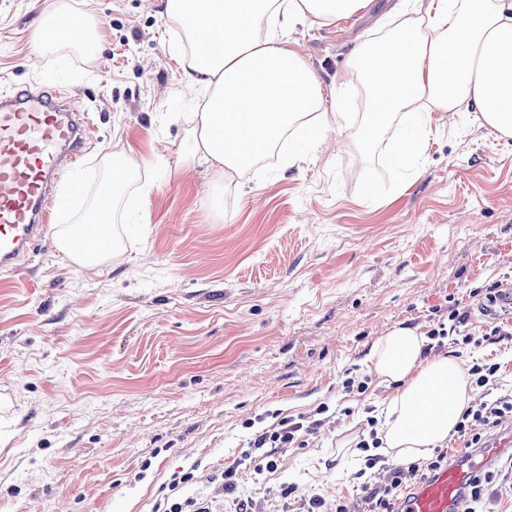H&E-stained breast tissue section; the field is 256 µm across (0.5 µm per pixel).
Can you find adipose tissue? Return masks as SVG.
Returning a JSON list of instances; mask_svg holds the SVG:
<instances>
[{
  "mask_svg": "<svg viewBox=\"0 0 512 512\" xmlns=\"http://www.w3.org/2000/svg\"><path fill=\"white\" fill-rule=\"evenodd\" d=\"M367 0H166L177 24L174 54L183 63L180 93L204 97L195 115L186 162L242 172L273 149L290 128L317 143L343 139L339 105H326L320 83L288 36L296 26H328L364 9ZM395 37L374 53L355 51L352 68L370 95L361 138L402 114L409 132L393 140L397 163L411 164L429 127L430 110L454 112L474 105L476 118L512 137V0H408ZM92 13L72 0H55L35 32L33 52L71 47L95 57L88 38H99ZM106 188L55 239L75 265L106 262L115 247L112 222L132 167L107 161ZM418 329L396 327L368 356L382 384L395 386L381 408L378 436L399 463L424 458L452 437L472 400L456 358L426 357Z\"/></svg>",
  "mask_w": 512,
  "mask_h": 512,
  "instance_id": "1",
  "label": "adipose tissue"
}]
</instances>
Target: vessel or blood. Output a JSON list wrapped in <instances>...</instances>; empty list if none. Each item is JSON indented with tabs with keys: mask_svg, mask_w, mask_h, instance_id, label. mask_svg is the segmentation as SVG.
Masks as SVG:
<instances>
[{
	"mask_svg": "<svg viewBox=\"0 0 512 512\" xmlns=\"http://www.w3.org/2000/svg\"><path fill=\"white\" fill-rule=\"evenodd\" d=\"M90 128L62 91L27 87L0 96V271L20 270L52 221L60 175L88 151ZM493 455L457 457L430 477L414 481L400 512H462L474 478Z\"/></svg>",
	"mask_w": 512,
	"mask_h": 512,
	"instance_id": "1",
	"label": "vessel or blood"
}]
</instances>
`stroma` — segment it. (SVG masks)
Instances as JSON below:
<instances>
[{"mask_svg":"<svg viewBox=\"0 0 512 512\" xmlns=\"http://www.w3.org/2000/svg\"><path fill=\"white\" fill-rule=\"evenodd\" d=\"M51 2L0 0V93L65 88L78 100L94 136L74 212L97 195L104 158L139 173L117 206L110 260L74 266L49 235L28 270L0 272V512H157L190 470L182 497L223 500L224 512L240 499L306 512L313 497L321 512H364L357 443L392 394L366 358L392 328L429 332L456 304L474 340H431V355L499 364L512 387V339L490 333L512 318L483 314L495 286L512 289V138L470 106L434 111L419 164L399 168L386 136L360 137L358 84L344 142L287 167L284 140L230 182L181 160L201 104L178 95L165 0H92L96 57L54 50L34 65ZM395 3L292 31L324 95ZM314 414L319 430L273 449L276 469L255 474V434ZM236 463L237 492L223 495Z\"/></svg>","mask_w":512,"mask_h":512,"instance_id":"stroma-1","label":"stroma"}]
</instances>
